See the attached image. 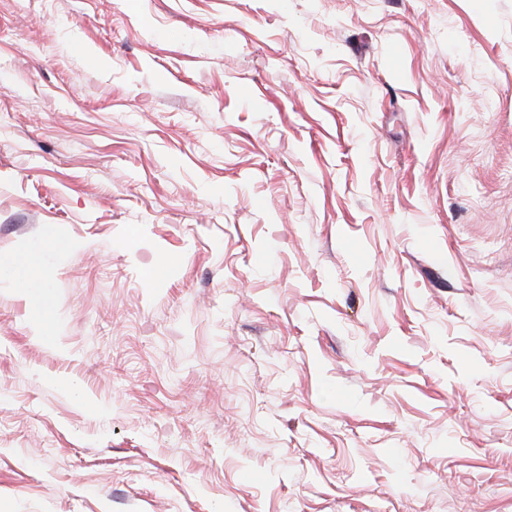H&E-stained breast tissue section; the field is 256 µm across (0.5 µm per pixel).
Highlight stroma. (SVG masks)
I'll list each match as a JSON object with an SVG mask.
<instances>
[{"label": "stroma", "mask_w": 512, "mask_h": 512, "mask_svg": "<svg viewBox=\"0 0 512 512\" xmlns=\"http://www.w3.org/2000/svg\"><path fill=\"white\" fill-rule=\"evenodd\" d=\"M17 261L0 512H512V0H0ZM7 272L12 277L16 287L24 293L30 294L32 298V311L34 317L38 320H45L48 317L49 311L44 304L41 296L35 293V288L38 286L41 275L28 268L23 263L14 265Z\"/></svg>", "instance_id": "35a3bbf8"}]
</instances>
